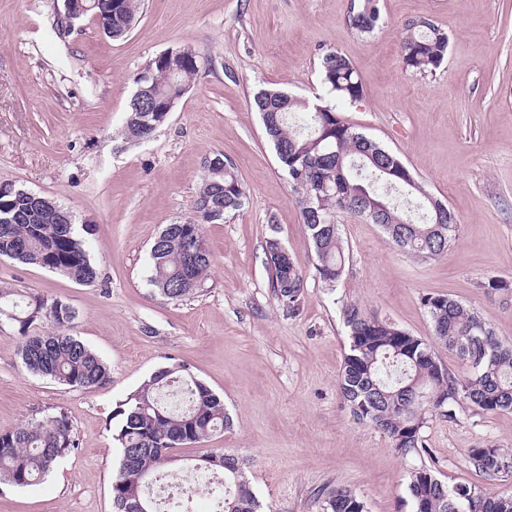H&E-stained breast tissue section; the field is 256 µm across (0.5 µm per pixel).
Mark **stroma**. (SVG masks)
I'll return each mask as SVG.
<instances>
[{
	"label": "stroma",
	"mask_w": 512,
	"mask_h": 512,
	"mask_svg": "<svg viewBox=\"0 0 512 512\" xmlns=\"http://www.w3.org/2000/svg\"><path fill=\"white\" fill-rule=\"evenodd\" d=\"M349 6L143 0L135 28L114 41L87 17L59 36L63 0H0V183L70 210L98 269L84 285L0 258V286L70 305L71 334L109 366L89 390L33 375L21 365L17 323L0 317V430L61 411L75 443L41 483L0 485V512H113V411L175 363L223 398L230 420L207 442L177 449L176 470L209 451L238 455L259 512H322L335 487L352 490L366 512H411L408 474L423 465L451 485L512 493V472L488 477L467 460L476 446L512 448V411L433 416L425 452L401 456L352 415L338 386L348 303L429 341L422 299L447 294L512 341V293L484 288L512 281V0H382L385 23L368 35L349 25ZM419 17L449 35L444 63L428 76L401 62L404 28ZM183 48L199 62L190 89L150 139L127 142L134 77ZM331 51L364 85L363 100L337 102V112L397 154L458 224L444 254L421 259L380 225L339 216L346 263L332 290L316 276L295 195L252 108L262 88L323 93L320 61ZM218 155L233 162L248 202L204 225L213 264L199 292L163 299L148 282L150 244L163 225L192 222L203 163ZM272 236L306 276L292 310L269 281Z\"/></svg>",
	"instance_id": "35a3bbf8"
}]
</instances>
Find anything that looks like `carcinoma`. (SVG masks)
Segmentation results:
<instances>
[{"instance_id":"carcinoma-1","label":"carcinoma","mask_w":512,"mask_h":512,"mask_svg":"<svg viewBox=\"0 0 512 512\" xmlns=\"http://www.w3.org/2000/svg\"><path fill=\"white\" fill-rule=\"evenodd\" d=\"M142 0H117L100 12L105 36L117 40L137 24ZM382 20L381 0H350L348 22L361 34H371ZM448 35L427 18L408 22L401 41L404 69L420 75L434 73L448 52ZM174 77L151 61L135 84L142 88L131 98L124 135L141 142L156 131L151 113L162 112L179 100L198 73L196 56L173 51ZM321 82L330 98L347 102L363 99L361 78L345 56L330 52L320 62ZM266 135L281 170L288 176L316 256L319 280L334 288L345 268V246L337 217L367 218L360 206L368 201L386 205L379 218L392 242L419 258L443 254L455 239L456 219L422 194L423 186L402 165L387 177L383 168L398 157L377 141L355 130L336 107L314 105L280 89H261L253 97ZM247 201L233 164L224 161V174L205 173L192 206L203 214L201 223L224 219ZM186 228L167 224L162 243L150 248V283L160 297L180 301L200 290L212 267L208 245L204 255L189 264ZM0 257L55 271L79 284H91L97 270L91 263L76 224L52 219L48 205L23 191L0 197ZM271 285L277 298L295 307L305 288V276L293 260L269 259ZM436 341L455 353L470 369L461 378L439 361L431 346L390 321L368 315L359 305L342 308L349 338L339 389L350 411L361 422L381 431L393 450L406 456L426 450L422 432L436 415L453 419L464 405L485 413L512 411V343L500 340L491 321L448 295L423 299ZM12 313L18 323V355L31 373L63 385L92 389L109 372L102 359L69 333L75 317L58 299L34 295L25 299L0 288V316ZM36 322L49 329L30 333ZM115 439L120 461L112 481L114 512H158L152 484L172 465L173 446L199 444L224 430L228 417L224 401L185 365L160 368L117 403ZM74 447L68 417L59 412L0 431V484L30 487L39 484ZM202 468L224 473L222 512H258L256 495L243 474L242 461L225 453H208ZM478 472L492 477L512 470L507 448L478 446L468 451ZM412 512H512V494L493 495L480 487L449 485L426 466L408 475ZM323 512H365L364 502L347 488L330 491Z\"/></svg>"}]
</instances>
